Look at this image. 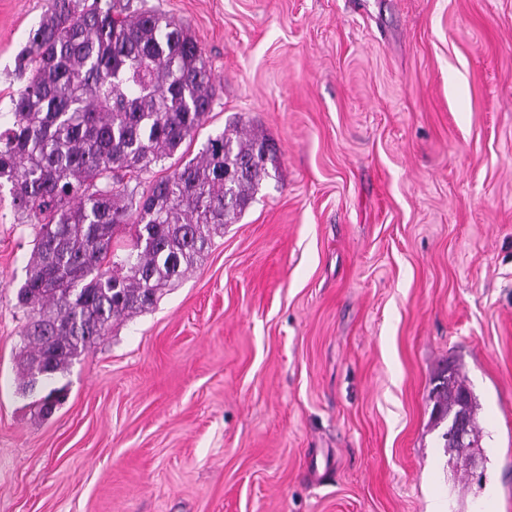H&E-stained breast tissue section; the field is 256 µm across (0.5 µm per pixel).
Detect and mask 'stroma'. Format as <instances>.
<instances>
[{"instance_id": "obj_1", "label": "stroma", "mask_w": 512, "mask_h": 512, "mask_svg": "<svg viewBox=\"0 0 512 512\" xmlns=\"http://www.w3.org/2000/svg\"><path fill=\"white\" fill-rule=\"evenodd\" d=\"M277 147L149 310L34 390V232L0 189V512H512V0H132ZM46 0H0V124ZM458 367L483 461L438 447ZM66 399L51 415L50 388Z\"/></svg>"}]
</instances>
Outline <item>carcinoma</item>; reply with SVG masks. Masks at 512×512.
I'll return each mask as SVG.
<instances>
[{"label":"carcinoma","instance_id":"cac0c4a2","mask_svg":"<svg viewBox=\"0 0 512 512\" xmlns=\"http://www.w3.org/2000/svg\"><path fill=\"white\" fill-rule=\"evenodd\" d=\"M13 122L0 129L8 184L34 248L19 305L32 390L94 348L112 324L151 308L248 208L275 152L238 127L140 192L132 181L193 139L215 86L188 29L131 0H48L19 59ZM126 237L123 255L112 250ZM432 392L434 423L465 406L478 446L479 404L446 367Z\"/></svg>","mask_w":512,"mask_h":512}]
</instances>
